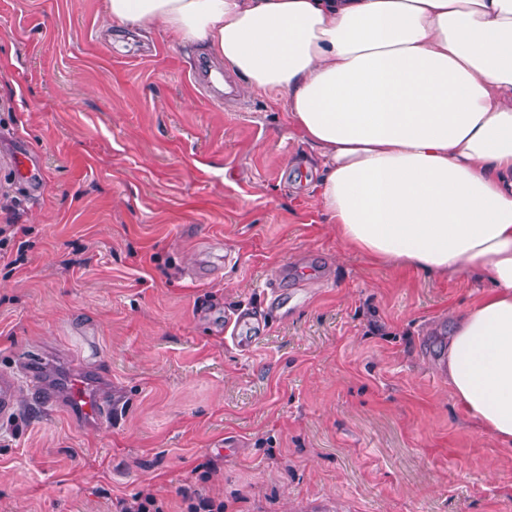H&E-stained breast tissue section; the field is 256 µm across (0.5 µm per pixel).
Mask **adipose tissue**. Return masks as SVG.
Wrapping results in <instances>:
<instances>
[{
  "instance_id": "ef3b65f1",
  "label": "adipose tissue",
  "mask_w": 512,
  "mask_h": 512,
  "mask_svg": "<svg viewBox=\"0 0 512 512\" xmlns=\"http://www.w3.org/2000/svg\"><path fill=\"white\" fill-rule=\"evenodd\" d=\"M105 16L202 44L281 104L344 245L485 284L450 317L448 384L511 448L512 0H106Z\"/></svg>"
}]
</instances>
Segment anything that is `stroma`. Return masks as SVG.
<instances>
[{
    "instance_id": "35a3bbf8",
    "label": "stroma",
    "mask_w": 512,
    "mask_h": 512,
    "mask_svg": "<svg viewBox=\"0 0 512 512\" xmlns=\"http://www.w3.org/2000/svg\"><path fill=\"white\" fill-rule=\"evenodd\" d=\"M202 55L107 25L104 0H0V225L22 228L0 371L90 370L112 395L96 425L19 378L0 512L144 488L184 512L187 487L224 512H512V450L439 374L435 337L483 284L344 248L316 153L264 94H197ZM249 307L268 329L243 353L224 326Z\"/></svg>"
}]
</instances>
